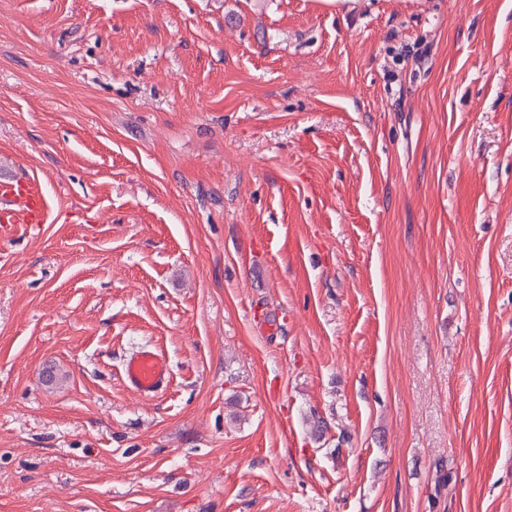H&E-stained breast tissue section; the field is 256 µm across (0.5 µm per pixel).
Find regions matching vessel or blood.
I'll list each match as a JSON object with an SVG mask.
<instances>
[{"instance_id":"b4317fda","label":"vessel or blood","mask_w":512,"mask_h":512,"mask_svg":"<svg viewBox=\"0 0 512 512\" xmlns=\"http://www.w3.org/2000/svg\"><path fill=\"white\" fill-rule=\"evenodd\" d=\"M48 214V202L36 180H0V223L41 224ZM122 380L127 389L149 399L167 390L172 369L166 356L146 346L130 353L122 364Z\"/></svg>"}]
</instances>
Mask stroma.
<instances>
[{"mask_svg": "<svg viewBox=\"0 0 512 512\" xmlns=\"http://www.w3.org/2000/svg\"><path fill=\"white\" fill-rule=\"evenodd\" d=\"M16 176L0 512H512V0H0ZM4 204L7 207L3 208ZM47 214L48 202L36 180H0L1 224H43ZM121 376L127 389L149 399L167 390L173 375L166 356L156 348L146 346L126 357Z\"/></svg>", "mask_w": 512, "mask_h": 512, "instance_id": "1", "label": "stroma"}]
</instances>
